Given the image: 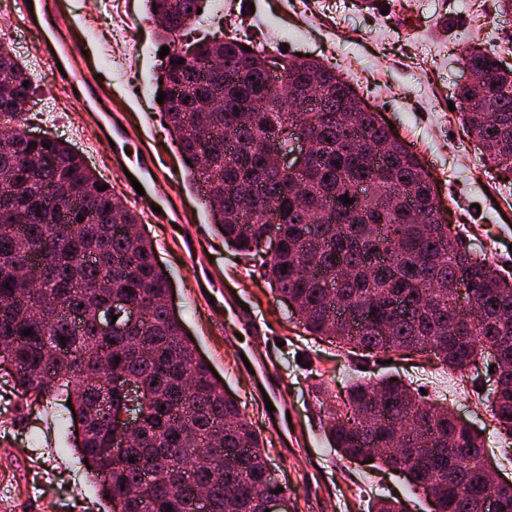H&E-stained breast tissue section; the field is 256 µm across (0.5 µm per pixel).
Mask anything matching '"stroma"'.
I'll return each instance as SVG.
<instances>
[{"mask_svg": "<svg viewBox=\"0 0 512 512\" xmlns=\"http://www.w3.org/2000/svg\"><path fill=\"white\" fill-rule=\"evenodd\" d=\"M376 10H361L353 0H212L203 19L191 27V38L247 32L256 49L272 54H305L335 65L358 95L393 124V132L417 153L435 180L451 224L459 226L475 250L512 272V181L488 172L481 147L468 137L459 111L448 103L465 72L462 51L482 43L512 65V16L494 0H379ZM388 14H381V7ZM71 39L84 49L83 62L100 99L125 126L136 148L150 150L159 163L154 195L174 200L179 225L158 224L141 206L145 233L171 285L176 315L197 350L235 395L246 416L272 440L268 454L280 485L286 487L293 512H368L376 496L401 500L409 512H427L425 500L408 494L399 474L341 464L329 453L319 391L341 394L353 378L392 375L425 391L429 402H444L462 421L482 434L499 475L512 482V460L503 457L505 439L469 382L460 380L456 399L440 391L444 375L429 354L390 362L374 358L354 371L334 346L302 330L286 303L258 273L259 261L227 245L187 180L177 146L156 98L158 55L163 45L146 17L144 0H67ZM0 39L20 44V59L36 87L38 106L27 114L26 128L66 141L86 163L125 198L123 178L114 171L112 151L97 119L82 111L60 86L40 56V36L19 19V0H0ZM112 47L111 62L99 69L96 49ZM199 242L197 256L216 288L231 291L237 307L258 314L264 336L252 341L255 354L281 374L291 410L288 442L279 444L265 413L253 398L254 380L233 367L235 322L223 304L200 290L195 271L186 263L181 244ZM77 430L65 405L49 415L17 399L10 418L0 422V481H9L15 496L5 512H99L93 486L84 474L65 476L62 469L77 460Z\"/></svg>", "mask_w": 512, "mask_h": 512, "instance_id": "obj_1", "label": "stroma"}]
</instances>
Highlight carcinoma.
Wrapping results in <instances>:
<instances>
[{
	"mask_svg": "<svg viewBox=\"0 0 512 512\" xmlns=\"http://www.w3.org/2000/svg\"><path fill=\"white\" fill-rule=\"evenodd\" d=\"M145 2L167 40L197 17L194 0ZM243 42L230 32L190 55L173 51L156 84L178 150L191 161L189 181L224 241L257 254L275 229L279 247L260 276L295 307L304 331L358 362L432 353L450 370L493 366L499 387L484 399L512 439V277L440 222L423 164L375 113L360 110L348 80L316 59H284L276 95L258 64L265 52ZM215 56L224 59L219 71L209 67ZM461 64L474 73L456 92L463 123L493 166L512 175V68L480 43L466 47ZM29 80L0 41V120L30 111ZM287 124L319 143L294 174L277 160ZM141 223L67 144L33 142L17 129L0 135V355L16 363L12 389L45 410L60 393L71 400L88 428L78 461L90 466L104 512H199L187 477L208 487L209 512H261L272 492L267 438L165 306L169 280L153 244L129 233ZM462 272L474 284L468 309L452 302ZM115 296L142 306L143 318L104 336L99 319L124 320ZM128 382L142 390L138 437L112 447L102 392L120 404ZM327 413L326 437L340 459L404 475L430 512H478L490 492L499 512H512V483L490 489L482 477L481 434L412 385L358 378ZM459 447L467 457L455 454ZM150 473L143 494L127 496Z\"/></svg>",
	"mask_w": 512,
	"mask_h": 512,
	"instance_id": "carcinoma-1",
	"label": "carcinoma"
}]
</instances>
